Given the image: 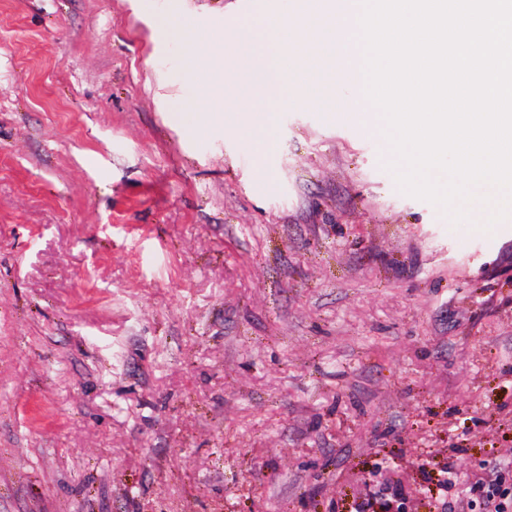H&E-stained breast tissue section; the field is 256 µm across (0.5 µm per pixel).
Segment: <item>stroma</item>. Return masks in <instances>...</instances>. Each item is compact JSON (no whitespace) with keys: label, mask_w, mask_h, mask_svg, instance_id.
<instances>
[{"label":"stroma","mask_w":512,"mask_h":512,"mask_svg":"<svg viewBox=\"0 0 512 512\" xmlns=\"http://www.w3.org/2000/svg\"><path fill=\"white\" fill-rule=\"evenodd\" d=\"M288 0H0V512H435L512 457V220L306 96L257 175L188 48ZM430 459V480L418 464ZM450 465L443 467L440 472L443 473L444 478L442 480H439L438 486H440V493L437 501L436 511L437 512H462L465 511V505L467 508L469 507V501L464 502V499L459 498L455 502L448 501V477H445V474L449 473ZM365 499L362 501L355 512H370L372 499L379 498L384 501L383 505L386 510L395 508L396 512H402L407 497V492L403 484L398 480L387 479L384 482L377 483L370 488L366 483Z\"/></svg>","instance_id":"35a3bbf8"}]
</instances>
